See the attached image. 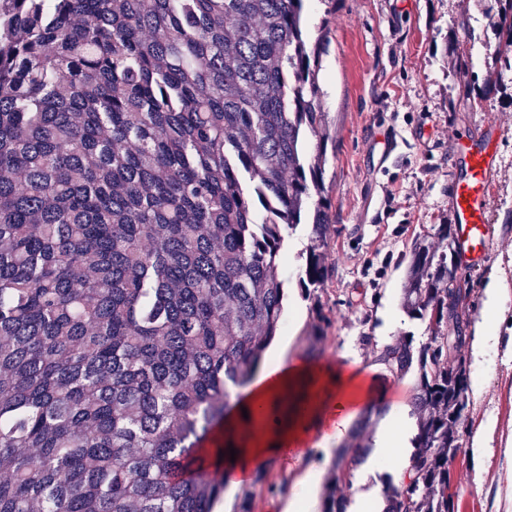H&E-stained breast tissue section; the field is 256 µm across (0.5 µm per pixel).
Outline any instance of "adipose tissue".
<instances>
[{
	"label": "adipose tissue",
	"mask_w": 512,
	"mask_h": 512,
	"mask_svg": "<svg viewBox=\"0 0 512 512\" xmlns=\"http://www.w3.org/2000/svg\"><path fill=\"white\" fill-rule=\"evenodd\" d=\"M504 297L497 282H489L485 290L484 310L480 323L482 340L472 347L474 361H481L485 343L499 338V312ZM315 378L305 367L288 362L280 348H272L268 364L233 396L236 407L259 411L276 405L286 399L289 393L313 385ZM335 394L332 400L333 432L342 436L347 430L355 410L368 406L370 400L364 388L363 379L356 371H337L330 378Z\"/></svg>",
	"instance_id": "obj_1"
}]
</instances>
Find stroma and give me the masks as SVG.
<instances>
[{"label": "stroma", "instance_id": "obj_1", "mask_svg": "<svg viewBox=\"0 0 512 512\" xmlns=\"http://www.w3.org/2000/svg\"><path fill=\"white\" fill-rule=\"evenodd\" d=\"M312 26L327 34L319 83L332 138L324 183L331 201L321 294L328 320L318 323L297 286H289L284 324L287 358L330 373L363 370L378 409H359L363 434L375 439L386 425L411 436L410 397L419 376L392 375L378 362L384 345L425 343L427 324L403 309L401 286L412 241L451 221L448 187L454 176L455 137L500 130L499 165L488 201L495 229L487 263L459 269V305L475 338L484 291L497 279L507 298L498 346L489 348L484 387L465 410L463 451L450 466L456 512H512V65L497 26L499 0H309ZM399 143L383 156V137ZM322 333V353H305ZM369 334L371 343L360 340ZM329 391L317 385L288 401L298 411L287 453L266 457L265 484L250 479L225 487L219 512H235L244 489L254 512H290L294 500L323 501L340 444L326 411ZM486 450L472 452L475 438ZM400 472L387 454L371 451L339 482L346 512H381L383 488Z\"/></svg>", "mask_w": 512, "mask_h": 512}]
</instances>
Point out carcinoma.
<instances>
[{
  "label": "carcinoma",
  "mask_w": 512,
  "mask_h": 512,
  "mask_svg": "<svg viewBox=\"0 0 512 512\" xmlns=\"http://www.w3.org/2000/svg\"><path fill=\"white\" fill-rule=\"evenodd\" d=\"M305 0H0V512H214L232 410L297 287L329 278V139ZM316 149L310 150V140ZM449 225L415 239L401 304L428 342L416 433L383 512H455L469 314ZM369 445L339 453L340 475ZM224 456H219V453Z\"/></svg>",
  "instance_id": "1"
}]
</instances>
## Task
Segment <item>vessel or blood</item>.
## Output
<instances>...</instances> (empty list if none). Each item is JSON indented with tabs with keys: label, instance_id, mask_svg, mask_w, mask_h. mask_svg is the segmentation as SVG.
<instances>
[{
	"label": "vessel or blood",
	"instance_id": "b4317fda",
	"mask_svg": "<svg viewBox=\"0 0 512 512\" xmlns=\"http://www.w3.org/2000/svg\"><path fill=\"white\" fill-rule=\"evenodd\" d=\"M496 136L497 128L491 124L483 139L454 147L463 171L450 183L449 201L460 262L469 268L485 264L493 240L486 200L497 162Z\"/></svg>",
	"mask_w": 512,
	"mask_h": 512
}]
</instances>
